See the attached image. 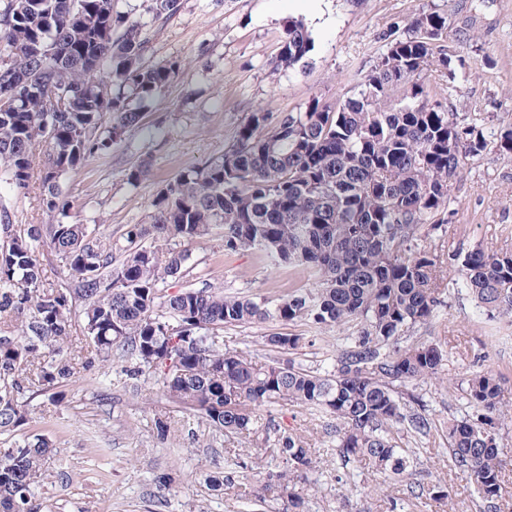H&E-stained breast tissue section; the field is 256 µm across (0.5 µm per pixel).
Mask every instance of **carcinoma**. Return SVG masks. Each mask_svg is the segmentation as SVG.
<instances>
[{"label":"carcinoma","mask_w":512,"mask_h":512,"mask_svg":"<svg viewBox=\"0 0 512 512\" xmlns=\"http://www.w3.org/2000/svg\"><path fill=\"white\" fill-rule=\"evenodd\" d=\"M412 34L393 42L356 95L323 107L273 117L249 114L224 154L162 185L150 224H132L120 244L86 224H50L16 234L0 224V512H41V483L52 453L40 434L16 437L28 421L31 396L51 404L98 359L117 356L124 373L158 376L162 392L226 435L256 441L255 451L278 462L259 485L243 482L251 468L239 453L212 477L219 490L239 485L241 497L263 503L288 493V512H306L290 487L313 468L310 449L282 431L261 408L284 403L336 420L344 463L363 462L398 481L419 463L421 449L404 436H429L437 424L427 405L405 401L408 385L437 379L447 352L433 342L403 344L410 329L442 306L441 262L419 246L417 231L445 214L461 161L494 146L512 152V129L497 142L439 112L422 81L451 60L444 21L423 13ZM112 0H10L0 19V167L25 188L33 149L44 142L42 205L68 207L60 179L106 153L143 119L140 103L178 73L175 62L143 64L139 28L119 35ZM277 65L293 67L310 51L301 22L288 27ZM59 86L70 89L68 112H49ZM223 229L224 251L256 249L281 264L301 266L315 287L272 306L224 295L207 285L162 294L159 285L186 271L189 244ZM47 241L70 274L46 282L37 245ZM458 279L483 314L512 318V254L480 248L451 258ZM83 322L85 349L69 352L74 319ZM308 320L352 324L356 332L328 367L308 370L291 360L258 364L224 350L226 324ZM300 337L273 334L266 344L284 352ZM467 414L446 426L454 466L473 487L479 512H498L503 448L499 420L512 405L496 373L465 379Z\"/></svg>","instance_id":"carcinoma-1"}]
</instances>
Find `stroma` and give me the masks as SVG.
Segmentation results:
<instances>
[{"label": "stroma", "instance_id": "stroma-1", "mask_svg": "<svg viewBox=\"0 0 512 512\" xmlns=\"http://www.w3.org/2000/svg\"><path fill=\"white\" fill-rule=\"evenodd\" d=\"M150 4L112 0V14L139 25L146 64L177 62V76L146 102L142 123L111 151L62 178L66 216L43 208L39 169H32L23 190L0 180V205L15 233L63 219L121 240L128 225L150 223L152 201L166 181L223 154L250 112H297L353 96L389 44L409 36L422 13L443 18L456 69L452 78L442 70L426 73L432 102L489 137L512 127V0H179L177 12L164 19L153 16ZM295 21L304 23L312 49L295 67H277L284 33ZM144 160L150 176L128 183L127 169ZM450 195L447 223L425 225L422 248L443 261L477 246L512 252L511 154L491 149L464 158ZM191 252L186 272L165 280L164 293L208 283L228 296L275 304L313 285L306 270L272 264L256 250L225 253L216 233L198 239ZM443 300L432 321L407 335L411 342L451 348L445 375L409 387L441 423L464 413L460 384L470 371L492 370L512 388V324L479 314L466 291L449 289ZM276 332L299 337L297 350L284 354L266 345ZM351 332L348 325L295 321L228 324L221 334L226 350L254 361L290 359L316 369ZM63 395L54 405L35 397L26 425L49 437L51 468L68 474L67 482L42 488L44 512H244L237 488L215 492L207 485L208 474L230 461L228 437L168 400L155 376L130 379L120 363L98 361ZM266 411L312 451L314 467L299 485L307 512H393L396 498L407 512H442L429 493L435 485L447 491L456 512H478L468 481L453 467L446 431L434 432L412 476L380 489L363 464L342 463L321 417L297 405ZM160 415L170 422L164 440L154 427ZM162 476L171 478L172 489L159 485Z\"/></svg>", "mask_w": 512, "mask_h": 512}]
</instances>
